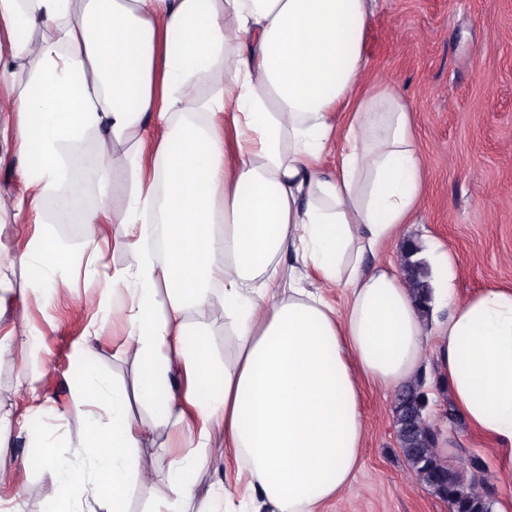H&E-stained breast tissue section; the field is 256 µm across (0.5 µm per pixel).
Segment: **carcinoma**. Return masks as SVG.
<instances>
[{"label":"carcinoma","mask_w":512,"mask_h":512,"mask_svg":"<svg viewBox=\"0 0 512 512\" xmlns=\"http://www.w3.org/2000/svg\"><path fill=\"white\" fill-rule=\"evenodd\" d=\"M420 247L410 242L403 249L402 270L419 304L429 309L431 286L427 262L418 257ZM428 396L424 385H404L395 399V421L399 448L417 479L448 504L450 512H492L491 503L452 472L447 460L435 449L436 434L425 416Z\"/></svg>","instance_id":"carcinoma-1"}]
</instances>
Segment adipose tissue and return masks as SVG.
I'll return each instance as SVG.
<instances>
[{
    "mask_svg": "<svg viewBox=\"0 0 512 512\" xmlns=\"http://www.w3.org/2000/svg\"><path fill=\"white\" fill-rule=\"evenodd\" d=\"M377 0H0V143L26 160L30 198L0 193L20 219L61 195L71 159L102 187L122 173L112 209L127 267L113 276L134 393L95 368V336L76 351L74 400L86 431L71 456L30 443L60 489L56 512H323L355 479L365 441L361 384L413 379L425 352L467 425L512 463V289L454 299L457 267L439 256L448 319L428 329L401 272L382 261L416 223L424 165L411 109L370 72L363 50ZM224 69V95L190 88ZM224 111L233 146L202 117ZM168 125L152 169L141 147ZM94 137L93 153L83 151ZM336 159L332 170L324 156ZM154 217L163 255L146 242ZM294 262L282 270V255ZM344 289L343 305L326 292ZM233 361L212 353L216 322ZM186 389H179L178 376ZM150 413L134 426L131 401ZM193 407V448L165 472L137 452ZM248 476L242 494H199L212 428ZM167 493L154 498L157 484Z\"/></svg>",
    "mask_w": 512,
    "mask_h": 512,
    "instance_id": "obj_1",
    "label": "adipose tissue"
}]
</instances>
